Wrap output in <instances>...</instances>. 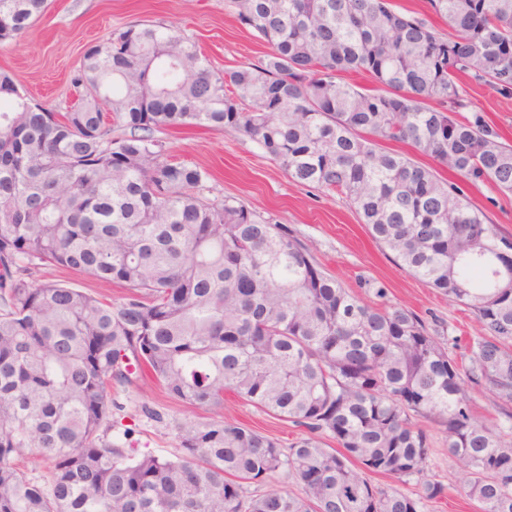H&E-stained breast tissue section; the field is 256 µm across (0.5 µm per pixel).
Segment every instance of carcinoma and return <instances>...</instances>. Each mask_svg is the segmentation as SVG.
Instances as JSON below:
<instances>
[{
	"mask_svg": "<svg viewBox=\"0 0 512 512\" xmlns=\"http://www.w3.org/2000/svg\"><path fill=\"white\" fill-rule=\"evenodd\" d=\"M268 47L215 70L174 26L129 25L87 46L64 112L27 110L0 70V512H425L406 493L448 435L480 512H512V442L463 383L512 404V240L447 169L512 193V145L462 122L463 79L512 92V0H428L448 32L390 0H232ZM48 0H0V43ZM368 74L373 86L342 84ZM205 125L255 142L288 175L341 197L426 285L470 309L482 335L460 370L438 329L365 304L288 229L242 200L204 195L206 171L156 133ZM403 143L427 158L392 152ZM60 265L127 289L104 303L34 277ZM190 407L224 391L305 429L289 447L236 420L178 426L181 454L112 435V385L145 373ZM337 447H332L330 441ZM49 464L40 483L17 463ZM283 469L299 484L248 494Z\"/></svg>",
	"mask_w": 512,
	"mask_h": 512,
	"instance_id": "cac0c4a2",
	"label": "carcinoma"
}]
</instances>
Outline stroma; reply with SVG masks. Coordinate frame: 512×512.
<instances>
[{
  "label": "stroma",
  "instance_id": "35a3bbf8",
  "mask_svg": "<svg viewBox=\"0 0 512 512\" xmlns=\"http://www.w3.org/2000/svg\"><path fill=\"white\" fill-rule=\"evenodd\" d=\"M174 25L195 43L216 69L257 60L265 46L237 21L228 0H49L46 14L12 42L0 45V69L10 70L32 102L57 112L78 96L72 79L88 43L109 38L131 24ZM462 121L484 119L512 142V93L471 85ZM168 155L205 169L208 198L234 196L256 212L293 230L298 241L328 274L363 302L373 299V286H384L391 303L419 315L427 325L443 326L449 336L469 339L479 326L472 312L428 287L388 249L379 246L356 211L336 194L291 181L253 142L224 131L191 126L161 131ZM466 194L500 234L512 238V194L486 186L466 187ZM40 279L81 289L104 302H119L122 284L97 280L85 273L48 265ZM120 409L113 418L130 429V444L139 451L171 457L179 452L174 426L229 417L289 445L299 434L292 423L269 416L225 392L218 409L192 408L160 387L113 386ZM431 454L424 477L444 485L442 497L427 512H478L465 493L466 475L448 452L442 430L429 431Z\"/></svg>",
  "mask_w": 512,
  "mask_h": 512
}]
</instances>
